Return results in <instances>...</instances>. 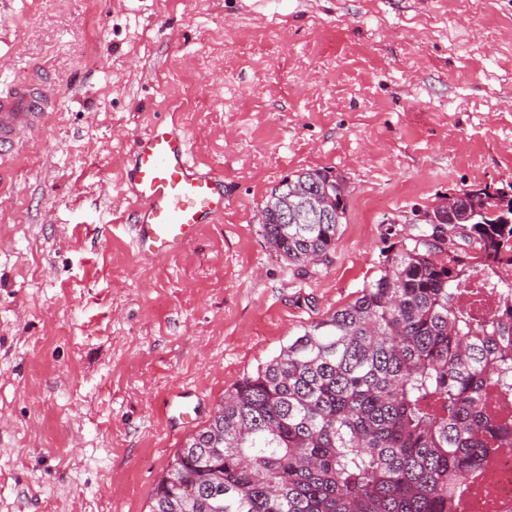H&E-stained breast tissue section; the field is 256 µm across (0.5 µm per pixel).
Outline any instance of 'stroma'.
I'll return each instance as SVG.
<instances>
[{"instance_id": "35a3bbf8", "label": "stroma", "mask_w": 512, "mask_h": 512, "mask_svg": "<svg viewBox=\"0 0 512 512\" xmlns=\"http://www.w3.org/2000/svg\"><path fill=\"white\" fill-rule=\"evenodd\" d=\"M35 67L54 105L0 160V512H148L226 390L424 212L512 184V0H0V90ZM168 116L224 218L144 263L121 171ZM315 167L347 218L293 266L254 216Z\"/></svg>"}]
</instances>
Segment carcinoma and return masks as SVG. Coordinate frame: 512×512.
<instances>
[{
    "label": "carcinoma",
    "mask_w": 512,
    "mask_h": 512,
    "mask_svg": "<svg viewBox=\"0 0 512 512\" xmlns=\"http://www.w3.org/2000/svg\"><path fill=\"white\" fill-rule=\"evenodd\" d=\"M290 179L330 186L340 211L334 224H281L272 189L261 231L302 267L335 249L346 190L326 168ZM424 217L353 302L225 392L149 512H464L470 485L512 448V415L496 410L512 402V196L463 190ZM478 273L497 288L472 284Z\"/></svg>",
    "instance_id": "carcinoma-1"
}]
</instances>
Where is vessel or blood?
<instances>
[{"label": "vessel or blood", "mask_w": 512, "mask_h": 512, "mask_svg": "<svg viewBox=\"0 0 512 512\" xmlns=\"http://www.w3.org/2000/svg\"><path fill=\"white\" fill-rule=\"evenodd\" d=\"M35 78L0 92V158L10 154L23 133L39 126L51 107ZM123 184L136 209L130 226L138 258L160 261L178 254L202 225L224 215V175L194 159L187 135L161 120L136 137Z\"/></svg>", "instance_id": "vessel-or-blood-1"}]
</instances>
